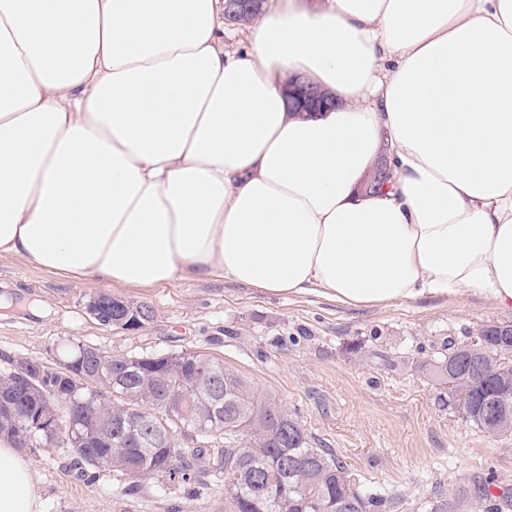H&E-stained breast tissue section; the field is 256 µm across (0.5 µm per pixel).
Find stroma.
<instances>
[{"mask_svg": "<svg viewBox=\"0 0 512 512\" xmlns=\"http://www.w3.org/2000/svg\"><path fill=\"white\" fill-rule=\"evenodd\" d=\"M106 291L149 305L152 320L133 331L99 324L85 304ZM504 322L512 310L467 291L351 310L315 294L273 296L226 280L110 290L0 258V372L20 357L52 362L73 342L109 353L191 350L221 359L258 394L295 410L314 447L330 449L364 489L404 497L408 512H428L440 495L456 500V512H475L481 485L507 495L502 512H512V436H488L439 408L434 379L416 367L423 346L462 342ZM359 339L375 357L349 351ZM25 457L40 478L42 512L225 510L220 482L191 489L157 477L131 492L112 469L76 470L62 444Z\"/></svg>", "mask_w": 512, "mask_h": 512, "instance_id": "1", "label": "stroma"}]
</instances>
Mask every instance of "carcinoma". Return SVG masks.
<instances>
[{
	"label": "carcinoma",
	"instance_id": "carcinoma-1",
	"mask_svg": "<svg viewBox=\"0 0 512 512\" xmlns=\"http://www.w3.org/2000/svg\"><path fill=\"white\" fill-rule=\"evenodd\" d=\"M112 317L134 322L135 330L153 315L147 305L114 297ZM482 332L485 345L476 358L486 367L483 377L467 369L447 376L426 360L419 369L440 387L438 405L465 410L489 436H508L512 427L480 410V403L495 399V382L512 378V355L499 351L504 329L491 325ZM457 345L451 338L433 342L430 356L445 359ZM57 357L61 363L51 372L22 359L0 374L4 383L16 382L0 390V436L40 444L45 434L30 419L55 406L54 394H69L83 406L72 414L73 435L64 443L95 468L123 444L114 470L135 486L156 476L191 484L210 473L224 477L230 512H403L402 498L363 489L331 450L312 446L297 413L258 395L222 362L190 351L133 356L92 387L81 385L80 375L113 368L114 355L100 350L82 359L77 344L60 348ZM169 429L174 442L167 439ZM171 457L179 462L175 468L168 467Z\"/></svg>",
	"mask_w": 512,
	"mask_h": 512
}]
</instances>
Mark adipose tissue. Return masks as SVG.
<instances>
[{
	"mask_svg": "<svg viewBox=\"0 0 512 512\" xmlns=\"http://www.w3.org/2000/svg\"><path fill=\"white\" fill-rule=\"evenodd\" d=\"M224 33L222 0H0L1 258L512 310V0H272ZM293 76L335 109L289 112ZM0 512H42L7 438Z\"/></svg>",
	"mask_w": 512,
	"mask_h": 512,
	"instance_id": "ef3b65f1",
	"label": "adipose tissue"
}]
</instances>
